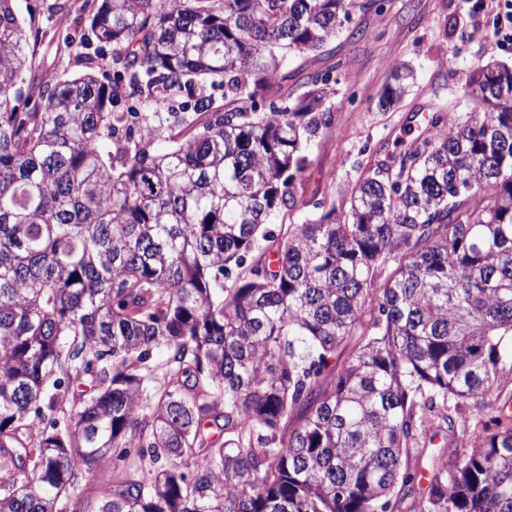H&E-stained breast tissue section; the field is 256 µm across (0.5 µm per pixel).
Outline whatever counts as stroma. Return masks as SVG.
Returning <instances> with one entry per match:
<instances>
[{
    "label": "stroma",
    "mask_w": 512,
    "mask_h": 512,
    "mask_svg": "<svg viewBox=\"0 0 512 512\" xmlns=\"http://www.w3.org/2000/svg\"><path fill=\"white\" fill-rule=\"evenodd\" d=\"M52 2L16 0L18 15L40 28L36 50L48 58L56 44L87 34L93 4L72 0L71 12L62 15L52 13ZM351 25L362 36L340 34L320 54L291 61L284 71L283 88L294 97L316 73L329 70L340 79L336 95L324 103L333 125L315 141L296 183V222L317 218V202L346 194L360 165L386 160L396 140L417 133L436 107L472 111L476 103L465 83L476 67L512 62V45H503L498 33L497 6L481 9L476 0H382L381 8L355 13ZM399 62L413 69L414 84L398 106L380 109V95Z\"/></svg>",
    "instance_id": "1"
}]
</instances>
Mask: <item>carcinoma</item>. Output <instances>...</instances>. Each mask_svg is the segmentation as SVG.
I'll use <instances>...</instances> for the list:
<instances>
[{"instance_id": "obj_1", "label": "carcinoma", "mask_w": 512, "mask_h": 512, "mask_svg": "<svg viewBox=\"0 0 512 512\" xmlns=\"http://www.w3.org/2000/svg\"><path fill=\"white\" fill-rule=\"evenodd\" d=\"M367 7L100 0L68 79L0 0V512H395L423 481L413 512H512V398L449 413L512 358V67L284 224L339 78L257 101ZM104 45L126 84L95 76ZM212 76L224 103L144 111ZM413 80L396 67L380 107ZM109 462L92 503L79 475Z\"/></svg>"}]
</instances>
